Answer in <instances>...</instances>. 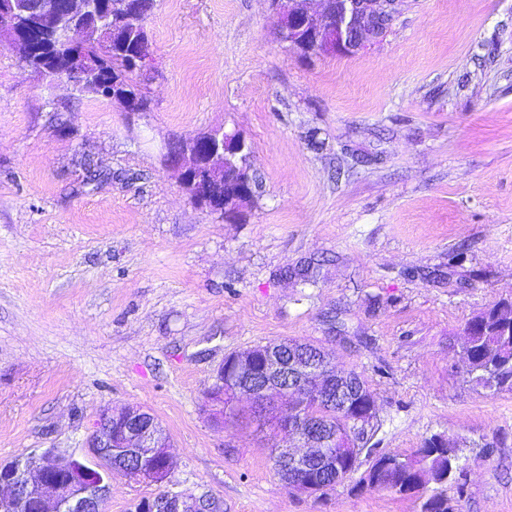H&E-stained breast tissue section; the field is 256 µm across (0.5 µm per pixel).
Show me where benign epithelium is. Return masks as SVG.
<instances>
[{"label": "benign epithelium", "mask_w": 512, "mask_h": 512, "mask_svg": "<svg viewBox=\"0 0 512 512\" xmlns=\"http://www.w3.org/2000/svg\"><path fill=\"white\" fill-rule=\"evenodd\" d=\"M288 7H283V2ZM276 6L280 37L306 55L349 56L364 51L384 37L398 13L400 0H318L322 19L313 17L303 0H271ZM164 162L178 174L191 199L228 219L254 197L249 175V148L237 131L222 127L191 139L170 141L164 146ZM224 179V197L212 196L208 179ZM286 345L273 343L230 354L209 386L212 418L224 422V384L236 399L249 405L276 395L282 405L278 430L295 440L291 447L273 449L276 471L295 476L310 470L317 459L324 468L334 459H353L357 435L378 418V408L353 420L352 429L323 438L310 428L309 417L296 397L310 394L319 399L336 391V399L348 401L364 393L361 380L338 373L325 353L310 358L299 352L284 353ZM89 465L75 456L46 448L0 465V512H102L112 476L122 475L141 483H160L152 464L162 459L171 471L169 438L148 412L133 407L104 409L86 442ZM140 512H196L176 494L165 492L144 502Z\"/></svg>", "instance_id": "obj_1"}]
</instances>
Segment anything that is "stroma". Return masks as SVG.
I'll return each instance as SVG.
<instances>
[{
  "instance_id": "stroma-1",
  "label": "stroma",
  "mask_w": 512,
  "mask_h": 512,
  "mask_svg": "<svg viewBox=\"0 0 512 512\" xmlns=\"http://www.w3.org/2000/svg\"><path fill=\"white\" fill-rule=\"evenodd\" d=\"M147 32L136 113L0 46V462L83 456L101 410L134 407L165 429L173 472L113 476L105 512L164 490L220 512H419L350 481L292 490L275 435L211 419L228 354L301 338L363 375L378 447L459 436V512H512V393L475 388L460 354L467 320L512 297V0H403L381 42L311 60L271 0H156ZM219 126L252 149L238 221L191 200L161 153ZM84 153L111 179L84 184ZM310 260L318 284L280 278Z\"/></svg>"
}]
</instances>
